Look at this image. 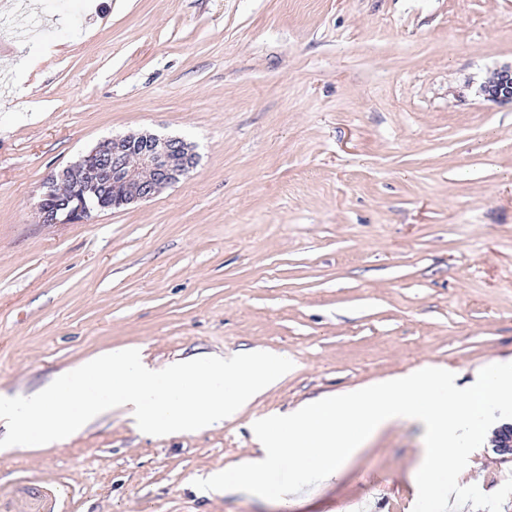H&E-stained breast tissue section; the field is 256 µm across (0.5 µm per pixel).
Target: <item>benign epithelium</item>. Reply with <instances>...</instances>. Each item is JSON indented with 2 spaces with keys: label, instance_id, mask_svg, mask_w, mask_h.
<instances>
[{
  "label": "benign epithelium",
  "instance_id": "obj_1",
  "mask_svg": "<svg viewBox=\"0 0 512 512\" xmlns=\"http://www.w3.org/2000/svg\"><path fill=\"white\" fill-rule=\"evenodd\" d=\"M483 97L497 104H512V63L488 72L479 86ZM196 164L193 146L180 137L161 138L151 133L113 137L93 148L79 161L48 178L38 203L41 222L64 224L82 222L90 217V196L103 184L117 190L112 207L120 208L156 197L176 184ZM71 193L62 196L59 187ZM64 197L54 209L45 207V199ZM495 451L512 459V423L502 427Z\"/></svg>",
  "mask_w": 512,
  "mask_h": 512
}]
</instances>
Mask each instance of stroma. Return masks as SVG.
Segmentation results:
<instances>
[{"instance_id": "obj_1", "label": "stroma", "mask_w": 512, "mask_h": 512, "mask_svg": "<svg viewBox=\"0 0 512 512\" xmlns=\"http://www.w3.org/2000/svg\"><path fill=\"white\" fill-rule=\"evenodd\" d=\"M0 393L110 350L266 351L292 369L222 425L146 435L115 409L0 452V512H412L422 431L401 422L288 501L204 495L259 454L251 424L423 363L512 358V0H0ZM196 147L155 198L45 224L43 183L102 140ZM485 444L460 482L497 491ZM479 93L487 101L512 104V63L489 71L479 86Z\"/></svg>"}]
</instances>
